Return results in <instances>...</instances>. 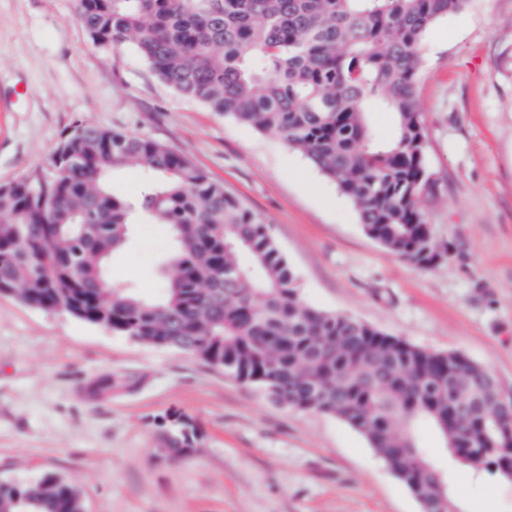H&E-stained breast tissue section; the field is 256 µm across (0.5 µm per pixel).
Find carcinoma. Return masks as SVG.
<instances>
[{
    "instance_id": "carcinoma-1",
    "label": "carcinoma",
    "mask_w": 512,
    "mask_h": 512,
    "mask_svg": "<svg viewBox=\"0 0 512 512\" xmlns=\"http://www.w3.org/2000/svg\"><path fill=\"white\" fill-rule=\"evenodd\" d=\"M467 0H76L102 45L135 46L182 96L302 152L357 210L365 233L428 267L418 206L429 187L416 103L419 45ZM394 114L387 137L371 106ZM154 173L130 200L106 177ZM134 224L171 237L163 293L145 299L109 278ZM0 293L140 343L181 350L289 408L345 421L413 493L421 512H464L427 459L416 427H434L448 460L512 480V397L487 368L432 352L350 316L304 303L270 229L189 159L143 137L75 122L49 168L0 186ZM197 433L161 438L188 454ZM79 491L48 476L0 483V512H82Z\"/></svg>"
}]
</instances>
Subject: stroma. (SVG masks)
<instances>
[{"mask_svg": "<svg viewBox=\"0 0 512 512\" xmlns=\"http://www.w3.org/2000/svg\"><path fill=\"white\" fill-rule=\"evenodd\" d=\"M420 54L432 190L419 206L440 259L418 266L368 237L351 202L298 150L163 84L133 45L94 43L75 0H0V185L47 169L74 122L186 156L270 224L302 300L434 352H460L512 394V0H469ZM170 236L134 227L113 281L160 295ZM198 433L164 456L173 415ZM465 512H512V482L449 463ZM57 476L86 512H420L343 420L299 411L172 348L0 294V482Z\"/></svg>", "mask_w": 512, "mask_h": 512, "instance_id": "obj_1", "label": "stroma"}]
</instances>
